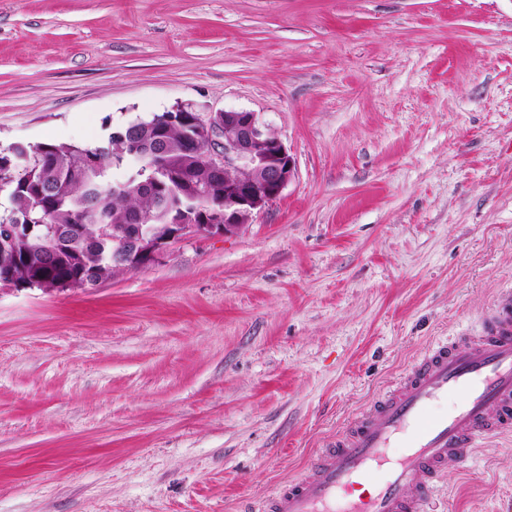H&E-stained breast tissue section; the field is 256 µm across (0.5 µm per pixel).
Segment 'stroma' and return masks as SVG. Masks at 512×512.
<instances>
[{"label": "stroma", "mask_w": 512, "mask_h": 512, "mask_svg": "<svg viewBox=\"0 0 512 512\" xmlns=\"http://www.w3.org/2000/svg\"><path fill=\"white\" fill-rule=\"evenodd\" d=\"M190 103L293 178L97 288H0V512H252L512 289V0H0V149ZM429 512H512V434Z\"/></svg>", "instance_id": "35a3bbf8"}]
</instances>
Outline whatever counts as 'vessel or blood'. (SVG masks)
<instances>
[{
	"label": "vessel or blood",
	"instance_id": "vessel-or-blood-1",
	"mask_svg": "<svg viewBox=\"0 0 512 512\" xmlns=\"http://www.w3.org/2000/svg\"><path fill=\"white\" fill-rule=\"evenodd\" d=\"M454 401L451 412L436 408ZM512 433V290L480 332L430 345L388 390L280 483L258 512H425L449 461Z\"/></svg>",
	"mask_w": 512,
	"mask_h": 512
}]
</instances>
